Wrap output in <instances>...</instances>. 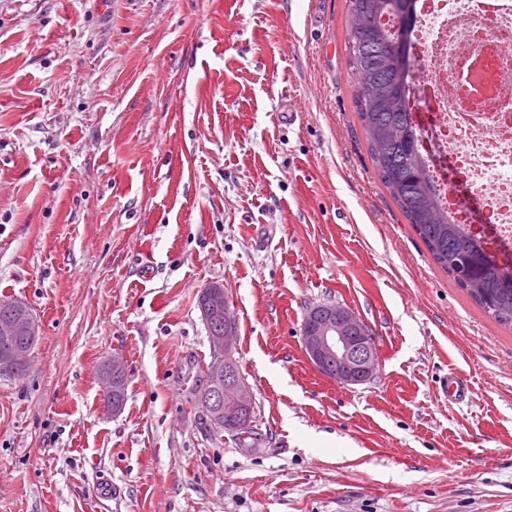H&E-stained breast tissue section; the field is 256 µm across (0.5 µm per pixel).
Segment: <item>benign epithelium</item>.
<instances>
[{"mask_svg": "<svg viewBox=\"0 0 512 512\" xmlns=\"http://www.w3.org/2000/svg\"><path fill=\"white\" fill-rule=\"evenodd\" d=\"M199 309L210 322L224 315V328L211 330V361L206 368L198 398L206 403L216 431L230 433L239 428L238 417L254 406L250 387L235 377L236 326L229 298L219 284L200 293ZM39 323L27 306L19 305L9 316L0 317V375H15L30 360L39 336ZM302 338L311 364L347 385L371 379L377 364L372 335L362 319L350 308L337 303L311 307L302 322ZM126 368L112 358L102 369L107 406L121 411Z\"/></svg>", "mask_w": 512, "mask_h": 512, "instance_id": "1", "label": "benign epithelium"}]
</instances>
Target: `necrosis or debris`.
Segmentation results:
<instances>
[{
	"label": "necrosis or debris",
	"instance_id": "obj_1",
	"mask_svg": "<svg viewBox=\"0 0 512 512\" xmlns=\"http://www.w3.org/2000/svg\"><path fill=\"white\" fill-rule=\"evenodd\" d=\"M412 50L426 79L412 83V112L429 103L441 159L463 176L449 191L432 168L449 219L491 226L487 249L512 263V0H414ZM482 206L476 220L470 200Z\"/></svg>",
	"mask_w": 512,
	"mask_h": 512
}]
</instances>
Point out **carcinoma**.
I'll use <instances>...</instances> for the list:
<instances>
[{
  "label": "carcinoma",
  "instance_id": "carcinoma-1",
  "mask_svg": "<svg viewBox=\"0 0 512 512\" xmlns=\"http://www.w3.org/2000/svg\"><path fill=\"white\" fill-rule=\"evenodd\" d=\"M413 0H348L346 61L375 171L434 261L496 322L512 327V267L448 218L420 148L406 89L414 77ZM388 22H382L383 18Z\"/></svg>",
  "mask_w": 512,
  "mask_h": 512
}]
</instances>
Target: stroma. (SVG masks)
Segmentation results:
<instances>
[{"mask_svg":"<svg viewBox=\"0 0 512 512\" xmlns=\"http://www.w3.org/2000/svg\"><path fill=\"white\" fill-rule=\"evenodd\" d=\"M346 38L347 0H0V299L40 324L0 376V512H512V328L380 182ZM212 283L246 447L194 401ZM322 302L370 328L369 381L308 360ZM125 376L126 368L124 363L115 357H112V361L108 362L102 369L103 390L108 396L106 404L112 408V413H118L122 409L123 402L120 398L123 394V379L125 382V396L127 390V379Z\"/></svg>","mask_w":512,"mask_h":512,"instance_id":"stroma-1","label":"stroma"}]
</instances>
